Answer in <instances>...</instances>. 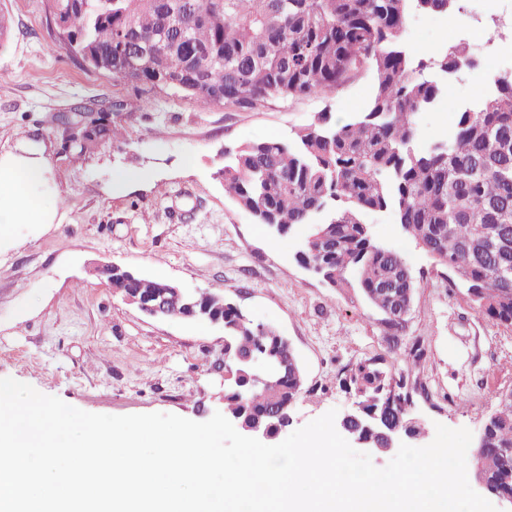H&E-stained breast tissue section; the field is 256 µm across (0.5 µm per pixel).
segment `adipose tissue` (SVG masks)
Instances as JSON below:
<instances>
[{"label":"adipose tissue","instance_id":"obj_1","mask_svg":"<svg viewBox=\"0 0 512 512\" xmlns=\"http://www.w3.org/2000/svg\"><path fill=\"white\" fill-rule=\"evenodd\" d=\"M41 176L42 167L36 161H0V238L7 236L10 225L44 223L45 213L30 193Z\"/></svg>","mask_w":512,"mask_h":512}]
</instances>
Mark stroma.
<instances>
[{
  "mask_svg": "<svg viewBox=\"0 0 512 512\" xmlns=\"http://www.w3.org/2000/svg\"><path fill=\"white\" fill-rule=\"evenodd\" d=\"M0 157L37 160L32 189L49 224L12 225L0 243V378L10 377L80 410L107 415L175 414L204 422L224 409V328L153 318L96 274L116 264L193 292L225 289L258 323L286 336L304 386L292 429L329 410L351 411L341 373L387 349L388 328L356 288L337 289L296 260L295 238L271 237L224 192V152L289 139L319 113L338 121L361 111L371 78L318 96L252 110L145 92L82 66L53 32L46 0H0ZM413 56L463 41L478 61L445 83L451 109L422 113L419 143L446 137L457 107L512 67V0H461L446 13L416 12L402 33ZM125 129L73 157L64 117L94 103ZM141 174L123 192L115 177ZM376 242L399 249L419 284L402 344L421 337L417 369L428 396L411 415L479 434L512 389V328L482 316L465 288L403 232L396 211L368 219Z\"/></svg>",
  "mask_w": 512,
  "mask_h": 512,
  "instance_id": "stroma-1",
  "label": "stroma"
}]
</instances>
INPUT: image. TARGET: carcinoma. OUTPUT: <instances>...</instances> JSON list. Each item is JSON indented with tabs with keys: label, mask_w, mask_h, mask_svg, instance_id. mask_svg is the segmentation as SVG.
I'll return each mask as SVG.
<instances>
[{
	"label": "carcinoma",
	"mask_w": 512,
	"mask_h": 512,
	"mask_svg": "<svg viewBox=\"0 0 512 512\" xmlns=\"http://www.w3.org/2000/svg\"><path fill=\"white\" fill-rule=\"evenodd\" d=\"M414 0H196L195 10L170 16L163 0H80L74 24L85 55L112 56V77L146 90L185 67L184 46L203 53L205 83L216 104L254 109L273 101L323 94L364 74L372 79L366 108L341 123L327 114L296 134L244 145L221 170L224 191L254 221L288 237L306 229L298 261L332 288H358L392 330L387 354L355 364L342 387L355 394L360 422L373 412L390 426L408 422L413 395H429L412 374L426 357L420 340L399 351L419 285L403 254L373 241L369 212L398 209L416 243L466 288L478 311L512 328V72L495 77L496 90L476 110L458 113L451 137L416 147L419 113L435 106L440 87L426 72L452 75L472 62L468 48L451 45L431 59L401 54L399 38ZM131 34L152 49L143 59L118 55ZM86 107L73 122L69 151L83 155L122 129ZM164 281L116 266L112 287L153 298ZM213 318L224 325V416L291 425L303 377L288 339L254 323L224 291L170 295L169 315ZM248 356L270 359L278 372L253 379ZM483 478L494 493H512V390L484 421Z\"/></svg>",
	"instance_id": "obj_1"
}]
</instances>
